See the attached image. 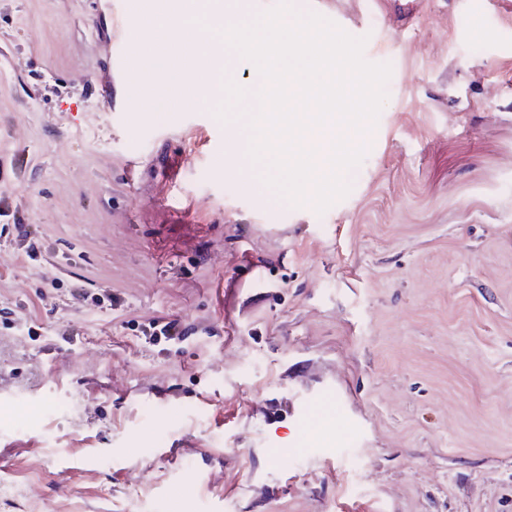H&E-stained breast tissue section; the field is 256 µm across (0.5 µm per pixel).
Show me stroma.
Wrapping results in <instances>:
<instances>
[{
  "label": "stroma",
  "instance_id": "35a3bbf8",
  "mask_svg": "<svg viewBox=\"0 0 512 512\" xmlns=\"http://www.w3.org/2000/svg\"><path fill=\"white\" fill-rule=\"evenodd\" d=\"M291 3L392 66L321 214L227 177L234 50L158 112L127 0H0V512H512V0ZM10 226L16 234L19 249L25 259L35 260L41 256L42 246L36 232L32 230L31 224H2L0 227V237L5 233H10ZM146 343L158 345L162 342H176L182 340L185 333L176 321L156 319L141 328Z\"/></svg>",
  "mask_w": 512,
  "mask_h": 512
}]
</instances>
